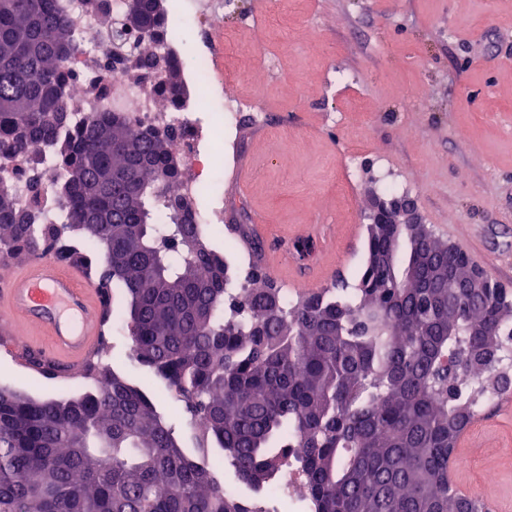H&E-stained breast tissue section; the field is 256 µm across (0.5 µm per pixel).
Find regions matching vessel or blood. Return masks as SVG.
I'll use <instances>...</instances> for the list:
<instances>
[{
	"label": "vessel or blood",
	"mask_w": 512,
	"mask_h": 512,
	"mask_svg": "<svg viewBox=\"0 0 512 512\" xmlns=\"http://www.w3.org/2000/svg\"><path fill=\"white\" fill-rule=\"evenodd\" d=\"M18 316L49 336V354L74 364L96 348L102 302L78 269L42 258L26 263L21 274L0 287V319Z\"/></svg>",
	"instance_id": "obj_1"
}]
</instances>
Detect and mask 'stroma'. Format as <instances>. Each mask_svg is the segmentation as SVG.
I'll return each instance as SVG.
<instances>
[{"instance_id": "35a3bbf8", "label": "stroma", "mask_w": 512, "mask_h": 512, "mask_svg": "<svg viewBox=\"0 0 512 512\" xmlns=\"http://www.w3.org/2000/svg\"><path fill=\"white\" fill-rule=\"evenodd\" d=\"M170 45L187 59L202 50L184 0H163ZM229 51L214 72L229 99L252 100L224 148L225 228L249 224L273 243L280 272L316 292L355 279L364 262L372 194L394 185L416 200L423 223L469 263L512 289V0H236L224 19ZM268 58L270 67L259 64ZM312 250H296L298 241ZM0 321V385L52 395L78 385L31 372ZM110 366L154 391L129 360L120 322L105 327ZM469 460L455 489L488 512L512 507V420L496 413L466 429Z\"/></svg>"}]
</instances>
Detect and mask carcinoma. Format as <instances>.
Wrapping results in <instances>:
<instances>
[{
  "label": "carcinoma",
  "mask_w": 512,
  "mask_h": 512,
  "mask_svg": "<svg viewBox=\"0 0 512 512\" xmlns=\"http://www.w3.org/2000/svg\"><path fill=\"white\" fill-rule=\"evenodd\" d=\"M136 7L115 43L147 38L139 63L162 73L156 92L174 105L180 68L154 47L165 17L153 0ZM74 52L53 0H0V175L15 157L47 156L65 176L54 221L38 181L26 208L0 189V260L51 252L104 293L122 288L130 357L184 402V419L100 350L64 395L0 387V512H268L257 496L292 459L309 512H486L448 466L480 399L490 409L512 392V293L489 278L468 292L470 267L429 227L392 263L394 225L371 223L355 282L288 301L249 225L230 226L246 266L204 244L176 193L171 134L66 110ZM226 467L248 495L227 494Z\"/></svg>",
  "instance_id": "carcinoma-1"
}]
</instances>
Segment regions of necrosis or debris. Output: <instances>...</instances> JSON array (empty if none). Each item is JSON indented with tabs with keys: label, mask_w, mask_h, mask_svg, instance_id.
Instances as JSON below:
<instances>
[{
	"label": "necrosis or debris",
	"mask_w": 512,
	"mask_h": 512,
	"mask_svg": "<svg viewBox=\"0 0 512 512\" xmlns=\"http://www.w3.org/2000/svg\"><path fill=\"white\" fill-rule=\"evenodd\" d=\"M235 0H188L191 17L201 41L223 38L224 16ZM56 8L71 24L77 53V82L71 101L84 112L124 113L132 128L175 130L174 158L184 169L177 186L181 196L204 200L195 211L194 223L214 230L224 222V194L216 187L213 174L221 164L214 145L215 138L232 139L238 131L245 103L231 99H215L216 82L208 53H198L188 72L213 107L209 114L192 108L172 110L163 107L153 91L156 75L147 73L132 78L121 66L107 65L112 48V29L95 25L89 0H55Z\"/></svg>",
	"instance_id": "1"
}]
</instances>
